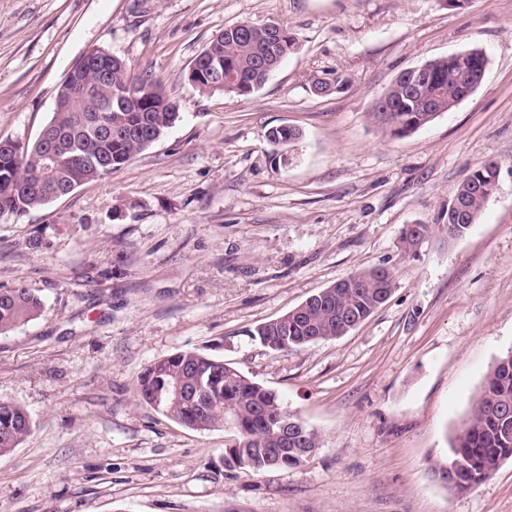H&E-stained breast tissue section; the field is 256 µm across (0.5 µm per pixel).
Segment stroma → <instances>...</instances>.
<instances>
[{"mask_svg": "<svg viewBox=\"0 0 512 512\" xmlns=\"http://www.w3.org/2000/svg\"><path fill=\"white\" fill-rule=\"evenodd\" d=\"M241 21L287 28L297 51L253 94L200 92L193 60ZM96 48L161 83L181 119L111 175L0 219V289L44 304L0 335V400L32 420L0 456V512H512V458L466 492L434 475L512 348V0H0V139L34 140ZM472 48L488 65L470 97L402 138L375 122L400 72ZM281 125L301 132L294 150L269 142ZM488 160L497 192L447 240L455 188ZM410 224L433 230L407 252ZM374 267L395 288L346 335L252 338ZM185 349L275 391L322 448L225 469L224 430L137 396L147 365Z\"/></svg>", "mask_w": 512, "mask_h": 512, "instance_id": "stroma-1", "label": "stroma"}]
</instances>
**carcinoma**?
<instances>
[{
	"mask_svg": "<svg viewBox=\"0 0 512 512\" xmlns=\"http://www.w3.org/2000/svg\"><path fill=\"white\" fill-rule=\"evenodd\" d=\"M296 38L287 30L248 22L218 33L196 57L188 81L203 93L238 96L259 90L282 62L296 49ZM487 62L482 50L465 51L453 68L439 58L424 64L426 72L407 69L400 73L375 104L373 117L390 136L401 138L450 110L460 84L475 77L471 59ZM89 92L53 112L44 126L48 134L62 137L64 151L49 172H41L42 142L0 140V218L23 217L70 194L77 186L101 179L123 167L134 155L151 147L180 119L177 102L149 75L131 76V68L112 57L106 72L86 64L82 74ZM137 79L140 100L124 96L126 85ZM274 144L286 149L301 138L299 130L283 126L270 131ZM501 164L478 165L459 184L448 202L442 229L448 239L463 237L476 223L486 202L499 184ZM427 224L405 228L401 242L406 250L427 235ZM394 280L380 268L361 270L342 278L305 302L251 332L272 351L299 349L349 332L385 303ZM42 311L41 299L19 283L0 289V334L35 320ZM175 384L184 396L176 403L162 400L159 411L195 430L225 426L224 467L244 473L300 466L322 446L323 436L283 404L276 392L253 381L222 360L187 349L156 361L137 380V392L152 406L156 396L166 395ZM284 416L297 422L288 437L280 434ZM32 421L25 408L0 402V456L11 452L30 434ZM266 448L278 463L254 453ZM512 458V349L497 360L487 374L468 417L450 448L448 463L458 462L454 489L465 491L488 480L500 463Z\"/></svg>",
	"mask_w": 512,
	"mask_h": 512,
	"instance_id": "carcinoma-1",
	"label": "carcinoma"
}]
</instances>
